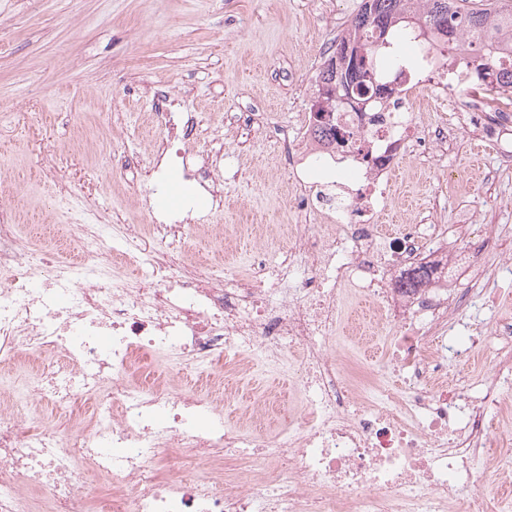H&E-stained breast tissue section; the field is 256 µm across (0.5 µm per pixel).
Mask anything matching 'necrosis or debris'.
I'll return each mask as SVG.
<instances>
[{
    "label": "necrosis or debris",
    "mask_w": 512,
    "mask_h": 512,
    "mask_svg": "<svg viewBox=\"0 0 512 512\" xmlns=\"http://www.w3.org/2000/svg\"><path fill=\"white\" fill-rule=\"evenodd\" d=\"M412 50L438 82L337 113L347 137L321 140L311 116H295L297 141L282 143L280 154L286 206L318 221L281 225L276 268L258 260L241 278L161 250L187 223L180 213L150 217L153 250L88 222L70 225L63 253L36 260L17 213L0 211V368L30 365L14 389H0V512H36L38 494L48 512H86L77 491L92 475L103 512H492L475 463L489 451L494 416L512 409L501 383L512 372V325L494 329L493 376L469 387L447 360L469 361L478 338L449 335V318L465 303L447 288L460 262L480 277L493 239L466 230L454 254L445 225L394 231L381 219L400 156H436L473 125L500 146L512 132V103L475 97L455 123L421 129L422 113L447 109L461 69L435 38ZM151 124L158 151L129 165L153 170L170 158L201 188L216 185L222 136L189 150L194 129L182 113H152ZM329 161L335 177L307 181L310 168ZM422 261L437 264L435 275L405 291ZM127 265L141 278L119 280ZM296 269L304 277L289 284ZM350 288L369 305L356 333L401 327L391 378L364 381L362 361L333 349ZM245 351L286 367L303 398L276 431L224 422L222 369ZM156 352L169 358L163 372H137ZM188 363L218 366L209 393L171 388ZM85 414L87 428L78 423Z\"/></svg>",
    "instance_id": "4bbe7bcc"
}]
</instances>
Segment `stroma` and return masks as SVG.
Listing matches in <instances>:
<instances>
[{"label": "stroma", "mask_w": 512, "mask_h": 512, "mask_svg": "<svg viewBox=\"0 0 512 512\" xmlns=\"http://www.w3.org/2000/svg\"><path fill=\"white\" fill-rule=\"evenodd\" d=\"M362 0H0V208L19 209L21 235L50 250L53 214L72 222L92 204L103 223L141 224L143 197L155 214L193 209L208 214V193L186 182L178 166L154 184L146 173L122 170L124 156L148 158L156 138L147 121L156 97L169 99L201 135L224 137L222 224L239 232L229 246L196 250L198 226L183 229L188 259L209 260L245 273L254 258H276L264 231L270 221L292 223L282 198L286 177L276 153L224 135L228 112H262L274 126L290 125L314 101V76L336 35ZM119 112L121 126H99L101 113ZM100 128V149L78 146L77 128ZM441 211L457 241L463 215L494 225L505 243L482 258L487 299L453 321L454 333L482 329L468 364L472 380L489 373L499 344L492 330L512 321V163L461 133L447 156L421 166L406 158L391 195L390 218L414 224ZM229 424L261 397L300 405L287 377L259 360L224 374Z\"/></svg>", "instance_id": "1"}]
</instances>
